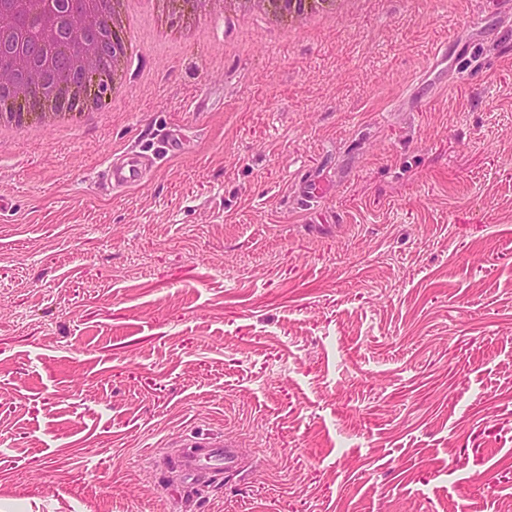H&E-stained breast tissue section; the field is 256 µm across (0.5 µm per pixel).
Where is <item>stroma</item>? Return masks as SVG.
Instances as JSON below:
<instances>
[{
	"label": "stroma",
	"instance_id": "1",
	"mask_svg": "<svg viewBox=\"0 0 512 512\" xmlns=\"http://www.w3.org/2000/svg\"><path fill=\"white\" fill-rule=\"evenodd\" d=\"M172 9L123 97L0 138V512H512V0ZM200 433L244 466L191 491ZM153 159L147 154L131 150L107 161L103 177L112 183L113 189H132L148 175ZM294 192L300 197L302 205L308 210L323 197L321 182L315 179H302L295 184Z\"/></svg>",
	"mask_w": 512,
	"mask_h": 512
}]
</instances>
